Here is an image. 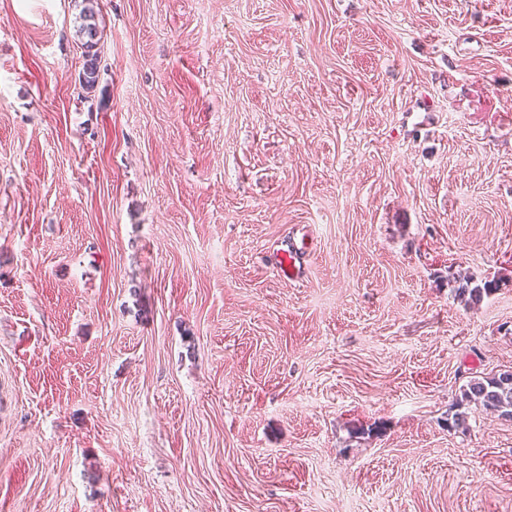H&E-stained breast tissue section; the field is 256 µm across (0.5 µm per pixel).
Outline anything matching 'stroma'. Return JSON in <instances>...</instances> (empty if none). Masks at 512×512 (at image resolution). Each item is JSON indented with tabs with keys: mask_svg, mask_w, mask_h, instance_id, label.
Returning <instances> with one entry per match:
<instances>
[{
	"mask_svg": "<svg viewBox=\"0 0 512 512\" xmlns=\"http://www.w3.org/2000/svg\"><path fill=\"white\" fill-rule=\"evenodd\" d=\"M81 8L0 0V512H512V0H95L90 92ZM80 11L81 24L77 30V36L83 48V69L81 76V86L85 90H93L98 78L99 53L96 48L98 45V28L95 22L94 0H82ZM471 403L486 410L498 412L502 418L512 419V370H505L492 377L471 379L461 391L456 411L448 418V427L460 428L466 424L467 413L460 411Z\"/></svg>",
	"mask_w": 512,
	"mask_h": 512,
	"instance_id": "obj_1",
	"label": "stroma"
}]
</instances>
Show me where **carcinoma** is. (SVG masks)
I'll return each mask as SVG.
<instances>
[{
  "mask_svg": "<svg viewBox=\"0 0 512 512\" xmlns=\"http://www.w3.org/2000/svg\"><path fill=\"white\" fill-rule=\"evenodd\" d=\"M95 15L94 0H82L81 24L78 27L77 36L83 48L84 58L81 86L86 90L94 89L98 78V28ZM490 291L489 283L484 284L482 288L479 286L471 288L469 284L462 283L456 288V296L466 305L475 307ZM471 403L497 412L505 419H512V370H505L492 377L470 380L466 388L461 391L460 399L455 405L457 411L448 419V427L460 428L466 424L467 413L462 411V407Z\"/></svg>",
  "mask_w": 512,
  "mask_h": 512,
  "instance_id": "carcinoma-1",
  "label": "carcinoma"
}]
</instances>
